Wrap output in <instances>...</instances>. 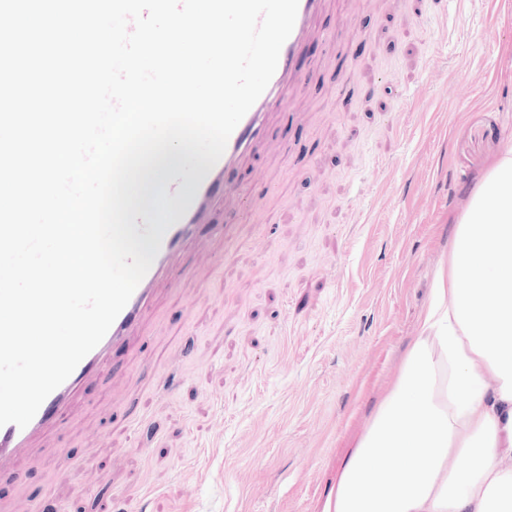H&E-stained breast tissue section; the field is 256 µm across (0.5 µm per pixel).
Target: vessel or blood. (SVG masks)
I'll list each match as a JSON object with an SVG mask.
<instances>
[{
	"label": "vessel or blood",
	"instance_id": "b4317fda",
	"mask_svg": "<svg viewBox=\"0 0 512 512\" xmlns=\"http://www.w3.org/2000/svg\"><path fill=\"white\" fill-rule=\"evenodd\" d=\"M318 4L319 0H299L294 28L281 48L271 81L230 135L225 151L215 166L198 173L188 174L176 168L167 172L166 192L175 204L177 221L166 231L150 269L102 341L81 360L68 379L45 399L32 421L23 428L13 424L0 426V466L13 462L24 453L32 435L50 422L57 409L86 377L100 369L112 347L119 344L138 323L151 288L163 276L171 257L197 229L209 223L213 208L231 187L227 174L257 137L263 113L274 97L284 93L296 78L293 71L295 52Z\"/></svg>",
	"mask_w": 512,
	"mask_h": 512
}]
</instances>
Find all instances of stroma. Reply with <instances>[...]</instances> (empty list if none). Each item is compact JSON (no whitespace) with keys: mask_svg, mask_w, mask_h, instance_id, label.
Here are the masks:
<instances>
[{"mask_svg":"<svg viewBox=\"0 0 512 512\" xmlns=\"http://www.w3.org/2000/svg\"><path fill=\"white\" fill-rule=\"evenodd\" d=\"M509 137L512 0H321L233 191L0 512H320Z\"/></svg>","mask_w":512,"mask_h":512,"instance_id":"35a3bbf8","label":"stroma"}]
</instances>
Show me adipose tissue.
Returning <instances> with one entry per match:
<instances>
[{"label": "adipose tissue", "instance_id": "1", "mask_svg": "<svg viewBox=\"0 0 512 512\" xmlns=\"http://www.w3.org/2000/svg\"><path fill=\"white\" fill-rule=\"evenodd\" d=\"M321 512H512V140Z\"/></svg>", "mask_w": 512, "mask_h": 512}]
</instances>
